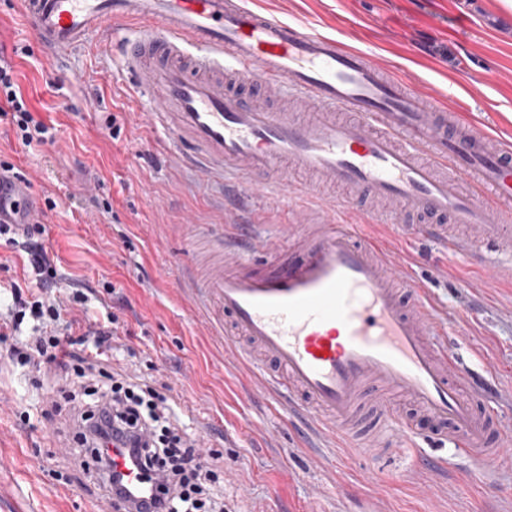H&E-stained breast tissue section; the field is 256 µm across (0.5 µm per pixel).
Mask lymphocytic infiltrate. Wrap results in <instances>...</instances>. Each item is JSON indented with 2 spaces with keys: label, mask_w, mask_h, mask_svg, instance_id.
I'll return each instance as SVG.
<instances>
[{
  "label": "lymphocytic infiltrate",
  "mask_w": 512,
  "mask_h": 512,
  "mask_svg": "<svg viewBox=\"0 0 512 512\" xmlns=\"http://www.w3.org/2000/svg\"><path fill=\"white\" fill-rule=\"evenodd\" d=\"M27 53L24 47L0 46V120L25 146L52 140L49 126L35 117L19 83L16 60ZM45 235L40 221L0 225V238L26 255L37 281L33 288L11 284V300L0 309V335L15 339L6 359L35 369L52 366L78 378V385L61 390L50 407L59 414L87 396L86 404H78L82 410L69 456L82 470L99 474L107 489L120 481L108 455L118 442L143 480L157 482V512H224L223 500L211 492L220 480L221 452L199 448L179 428L165 394L108 370L106 355L120 336L119 317L111 311L91 312L85 290L60 274ZM28 318L37 321L38 336L16 340Z\"/></svg>",
  "instance_id": "obj_1"
}]
</instances>
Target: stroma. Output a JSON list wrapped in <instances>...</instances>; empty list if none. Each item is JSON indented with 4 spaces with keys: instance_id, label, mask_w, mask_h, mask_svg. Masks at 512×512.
<instances>
[{
    "instance_id": "stroma-1",
    "label": "stroma",
    "mask_w": 512,
    "mask_h": 512,
    "mask_svg": "<svg viewBox=\"0 0 512 512\" xmlns=\"http://www.w3.org/2000/svg\"><path fill=\"white\" fill-rule=\"evenodd\" d=\"M282 20L301 19L371 53L416 92L435 95L512 143V8L502 0H244ZM137 24L94 32L57 56L43 53L18 0H0V43L26 46L19 71L54 144L28 147L0 126V153L57 207L44 223L60 272L84 287L112 283L124 301L112 365L164 382L183 430L224 455L226 512H512V468L479 481L453 449V428L408 400L413 457L395 451L309 452L287 407L266 398L226 355L202 316L182 299L186 274L222 255L210 242L227 225L256 224L275 258L285 227L300 218L263 200L224 205L226 189L181 166L178 144L150 114L156 98L136 91L122 45ZM498 78L489 82L486 71ZM121 131L108 137L106 120ZM408 274L429 282L447 343L476 376L512 392V287L479 276L435 243L415 246ZM57 378L0 362V512H88L99 489L79 469L68 483L50 472L69 446L68 421L42 410ZM210 431H203L201 421Z\"/></svg>"
}]
</instances>
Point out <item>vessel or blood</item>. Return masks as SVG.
Wrapping results in <instances>:
<instances>
[{
    "mask_svg": "<svg viewBox=\"0 0 512 512\" xmlns=\"http://www.w3.org/2000/svg\"><path fill=\"white\" fill-rule=\"evenodd\" d=\"M23 9L53 55L105 23L140 24L127 53L135 84L156 95L153 120L180 141L182 159L210 177L242 178L255 195L274 180L303 216L312 188L292 176L310 173L393 202L389 223L426 216L411 238L452 254L460 243L448 224L470 225L479 245L467 262L512 285V146L415 94L368 52L243 0H23ZM248 87L290 94L301 115L248 103ZM287 250L263 266L238 252L190 284L226 352L277 401L321 438L412 455L410 426L388 400L406 396L454 424L477 472L512 462L491 383L475 382L440 342L429 290L408 277L403 255L326 210ZM366 397L378 428L369 439L353 430Z\"/></svg>",
    "mask_w": 512,
    "mask_h": 512,
    "instance_id": "vessel-or-blood-1",
    "label": "vessel or blood"
}]
</instances>
